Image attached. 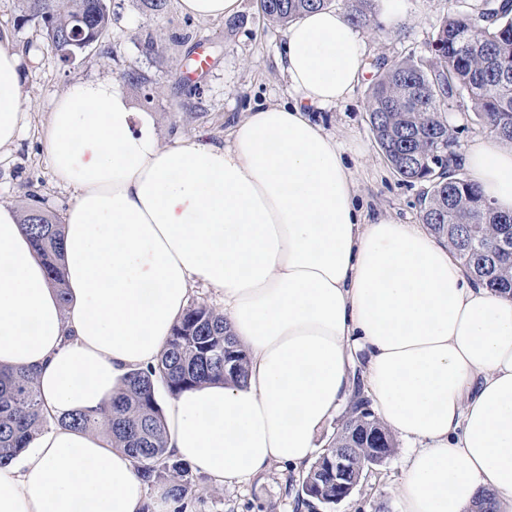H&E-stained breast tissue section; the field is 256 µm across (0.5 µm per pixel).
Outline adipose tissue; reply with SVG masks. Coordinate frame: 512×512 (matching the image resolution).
<instances>
[{
  "label": "adipose tissue",
  "mask_w": 512,
  "mask_h": 512,
  "mask_svg": "<svg viewBox=\"0 0 512 512\" xmlns=\"http://www.w3.org/2000/svg\"><path fill=\"white\" fill-rule=\"evenodd\" d=\"M365 41L345 11L290 23L279 63L295 93L223 144L161 145L152 113L108 80L58 97L43 138L75 195L60 300L18 212L0 205V368H31L54 416L103 405L153 365L199 283L248 352L241 384L182 392L167 448L218 484L317 457L316 436L363 385L409 452L401 512H512V294L474 281L420 224L369 217L356 169L316 109L350 96ZM23 59L0 46V149L22 128ZM464 164L512 212V149ZM146 485L102 434L52 425L0 467V512H141Z\"/></svg>",
  "instance_id": "adipose-tissue-1"
}]
</instances>
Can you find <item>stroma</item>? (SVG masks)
Listing matches in <instances>:
<instances>
[{"mask_svg":"<svg viewBox=\"0 0 512 512\" xmlns=\"http://www.w3.org/2000/svg\"><path fill=\"white\" fill-rule=\"evenodd\" d=\"M476 0H402L393 27L364 30L366 56L401 59L431 58V42L448 12L467 10ZM112 25L99 43L70 61L47 46L45 33L34 22L20 23L19 0H0V43L25 55L20 98L23 130L12 146L0 149V204L19 207L27 195H36L56 218H63L73 191L57 182L43 150L42 140L55 99L80 79L120 82L122 72L134 66L151 78L148 89L128 88L136 109L154 113L162 144L194 137L220 144L232 119L268 105L291 101L292 91L277 55L286 29L269 21L260 0H241L237 14L203 20L183 15L177 0H168L163 16H154L141 0H111ZM152 49H145V40ZM210 57L203 76L192 74L198 51ZM367 85L317 117L335 134L345 160L358 170L356 199L360 206L379 210L402 224L420 221L422 188L400 180L379 150L368 122ZM407 454L398 442L394 454L362 479L353 493L331 508L295 504L293 471L271 466L247 483L212 487L196 474L203 497L189 500L188 512H401L393 493Z\"/></svg>","mask_w":512,"mask_h":512,"instance_id":"obj_1","label":"stroma"}]
</instances>
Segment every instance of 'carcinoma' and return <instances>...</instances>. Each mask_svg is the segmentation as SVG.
<instances>
[{
    "instance_id": "obj_1",
    "label": "carcinoma",
    "mask_w": 512,
    "mask_h": 512,
    "mask_svg": "<svg viewBox=\"0 0 512 512\" xmlns=\"http://www.w3.org/2000/svg\"><path fill=\"white\" fill-rule=\"evenodd\" d=\"M332 0H261L266 18L286 25L302 13L326 8ZM23 23L37 22L48 47L65 60L97 44L110 27L109 0H21ZM357 28L382 29L371 0H345ZM430 64L408 56L377 57L370 62L372 82L367 111L374 139L393 171L408 183L425 186L421 223L448 242L456 257L478 281L512 292V215L486 201L457 163V137L448 121V104L467 99L479 125L502 143H512V0H480L469 11H452L431 44ZM138 88L150 84L140 69L122 74ZM20 223L43 257L48 276L66 296L62 270L63 225L30 197L20 207ZM233 349L236 369L224 372V346ZM247 376V353L231 333L224 314L191 304L166 340L158 362L133 371L105 405L63 417L50 415L31 369L0 370V466L12 462L49 422L82 431L102 430L112 445L133 460L147 484L163 482L167 495L185 509L193 491L191 468L167 450L164 414L157 386L176 396L211 383H241ZM367 400L353 399L337 427L339 444L350 449L353 474L365 477L375 467V443L385 456L396 449L393 435L368 413ZM334 487L313 463L302 478L298 499L312 507L326 502Z\"/></svg>"
}]
</instances>
